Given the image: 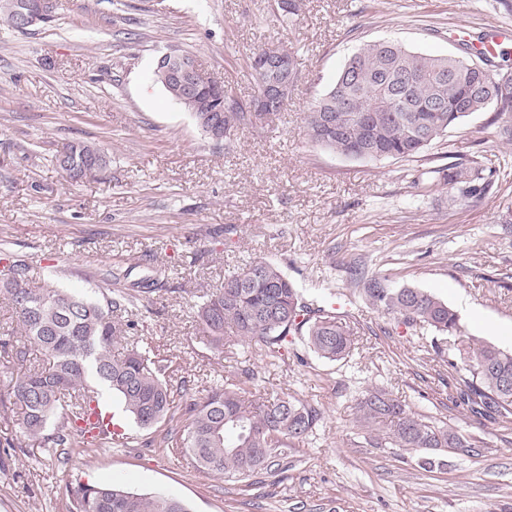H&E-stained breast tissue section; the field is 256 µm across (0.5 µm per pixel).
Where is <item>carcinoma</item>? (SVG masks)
<instances>
[{
    "instance_id": "obj_1",
    "label": "carcinoma",
    "mask_w": 512,
    "mask_h": 512,
    "mask_svg": "<svg viewBox=\"0 0 512 512\" xmlns=\"http://www.w3.org/2000/svg\"><path fill=\"white\" fill-rule=\"evenodd\" d=\"M209 97L219 94L205 88L198 97L178 102L203 132L214 125L227 140L254 118L250 104L233 97L224 111L207 112ZM490 109L495 121L512 112L511 74L491 77L485 67L463 57L368 41L348 58L304 122L311 142L329 152L356 159H411L467 117ZM363 112L371 116L367 127L357 120ZM55 161L69 180L79 182L105 171L110 159L96 144L78 140L63 145ZM437 173L451 192V204L478 202L495 190L497 170L476 157L457 156ZM0 253L6 261L0 292L17 320L16 336L0 346H21L16 360L23 369L11 390L0 393V409L18 411L22 433L63 459L93 444L82 428L91 404L98 401L91 380L119 397L138 428L170 423L165 447L182 449L197 466L228 479L271 470L279 465L285 440H303L319 427L321 412L298 399L286 395L247 403L238 385L226 381L211 385L199 400L176 402L179 391L167 378L165 359L135 340L139 322L114 318L117 311L149 309L151 295L167 281L165 265L155 269V277L133 282L102 302L48 279L36 284L29 264L9 259L6 246ZM351 274L359 285L355 292L376 310L394 314L407 328L455 338V359L448 365L459 374L456 393L462 403L492 420L512 417V352L465 334L457 312L431 293L389 288L381 277L363 278L357 266ZM197 318L216 348L224 346L229 330L262 342L272 356L298 339L319 357L340 361L352 354L354 344L335 309L314 305L280 267L265 261L245 265L224 278L217 291L203 295ZM122 343L124 352L113 356ZM33 348L42 360L29 358ZM358 411L367 424L396 420L387 435L394 448L471 447L458 432L408 414L404 404L382 389L371 391ZM67 492L69 512H189L178 497L113 483L78 481Z\"/></svg>"
}]
</instances>
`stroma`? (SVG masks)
Listing matches in <instances>:
<instances>
[{"label": "stroma", "mask_w": 512, "mask_h": 512, "mask_svg": "<svg viewBox=\"0 0 512 512\" xmlns=\"http://www.w3.org/2000/svg\"><path fill=\"white\" fill-rule=\"evenodd\" d=\"M54 22L20 33L0 24V240L31 276L106 296L114 265L131 279L169 268L166 291L141 318L184 400L217 379L241 380L243 398L285 393L323 414L313 436L283 448L278 471L236 482L159 447L162 428L107 411L135 442L59 459L0 412V512H68L66 488L92 480L166 492L191 512H512V419L474 416L455 400L452 340L409 329L354 296L358 264L388 287L448 302L466 334L512 349V143L487 112L472 114L412 161L347 158L312 144L311 104L366 41H394L432 55L512 30L500 0H303L283 26L271 0H57ZM291 48L298 79L287 106L221 142L152 78L157 58L192 53L202 74L234 98L256 93L252 52ZM86 140L111 157L107 170L66 182L54 155ZM499 167L497 194L450 204L433 169L449 154ZM233 224L232 244L217 229ZM154 261H146L145 253ZM254 260L280 265L308 297L335 303L358 345L328 362L306 346L273 358L256 340L226 334L210 345L196 317L200 296ZM252 379L242 380L243 371ZM373 388L408 411L461 432L466 448L405 452L388 424L356 420ZM438 466L421 469L423 459Z\"/></svg>", "instance_id": "stroma-1"}]
</instances>
